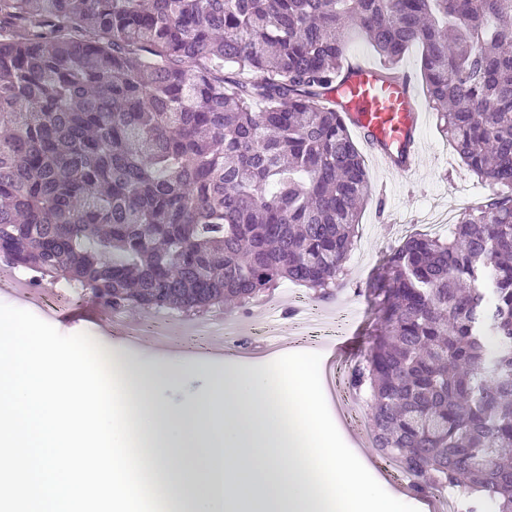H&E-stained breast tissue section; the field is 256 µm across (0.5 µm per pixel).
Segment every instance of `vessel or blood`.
Segmentation results:
<instances>
[{"label":"vessel or blood","mask_w":512,"mask_h":512,"mask_svg":"<svg viewBox=\"0 0 512 512\" xmlns=\"http://www.w3.org/2000/svg\"><path fill=\"white\" fill-rule=\"evenodd\" d=\"M345 95H329L371 157L388 171L415 173L421 160L420 130L426 115L409 72L386 74L362 59L347 63Z\"/></svg>","instance_id":"vessel-or-blood-1"}]
</instances>
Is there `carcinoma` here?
<instances>
[{"mask_svg":"<svg viewBox=\"0 0 512 512\" xmlns=\"http://www.w3.org/2000/svg\"><path fill=\"white\" fill-rule=\"evenodd\" d=\"M422 48L439 128L497 188L394 246L349 372L418 495L512 512V0H0V253L109 306L321 301L371 200L323 96L349 30Z\"/></svg>","mask_w":512,"mask_h":512,"instance_id":"cac0c4a2","label":"carcinoma"}]
</instances>
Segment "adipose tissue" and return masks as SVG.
Returning <instances> with one entry per match:
<instances>
[{
  "mask_svg": "<svg viewBox=\"0 0 512 512\" xmlns=\"http://www.w3.org/2000/svg\"><path fill=\"white\" fill-rule=\"evenodd\" d=\"M107 357L168 512H394L337 448L317 373L304 360L224 372L174 409L161 392L191 363Z\"/></svg>",
  "mask_w": 512,
  "mask_h": 512,
  "instance_id": "obj_1",
  "label": "adipose tissue"
}]
</instances>
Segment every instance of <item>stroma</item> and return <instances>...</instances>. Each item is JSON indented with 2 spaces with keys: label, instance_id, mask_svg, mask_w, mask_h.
Masks as SVG:
<instances>
[{
  "label": "stroma",
  "instance_id": "obj_1",
  "mask_svg": "<svg viewBox=\"0 0 512 512\" xmlns=\"http://www.w3.org/2000/svg\"><path fill=\"white\" fill-rule=\"evenodd\" d=\"M421 143L422 165L410 176L388 173L373 160H366L375 202L361 214L358 243L347 260L350 289L319 305L320 335H295L294 321L290 317L294 295L285 287L277 291L274 301L279 307L282 332L293 338L288 350L281 353L284 361L300 356L318 370L322 367L320 351L326 342L341 339L357 327L371 332L374 315L363 287L389 249L415 230H448L449 225L442 221V214L458 215L465 207L493 194L492 186L478 184L462 167L453 148L439 131L435 112L427 114ZM94 304L90 297L63 289L57 312L48 316L47 321L64 334L85 332L97 340L108 339L113 350L131 356L159 363L170 357H184L199 363L198 372L166 391L165 397L172 406L181 407L195 400L207 389L210 376L220 374L225 366L255 361L253 355L243 353L230 343L220 344L210 336L191 335L193 322L189 319L174 326L172 336L166 338L146 330L131 339L114 332L103 317L69 325L59 323V315L80 312ZM322 415L333 432L337 447L343 448L348 459L362 470L373 494L394 499L396 512H431L426 501L419 497L401 495L399 487L404 482L403 477L384 463L378 450L363 434L348 429L338 413L337 397L326 396Z\"/></svg>",
  "mask_w": 512,
  "mask_h": 512
}]
</instances>
